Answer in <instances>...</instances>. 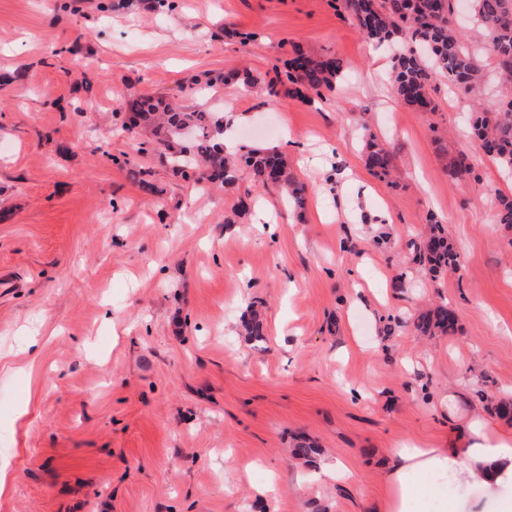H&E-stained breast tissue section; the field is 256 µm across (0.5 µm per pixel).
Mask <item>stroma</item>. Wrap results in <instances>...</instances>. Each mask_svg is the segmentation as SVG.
Listing matches in <instances>:
<instances>
[{
  "mask_svg": "<svg viewBox=\"0 0 512 512\" xmlns=\"http://www.w3.org/2000/svg\"><path fill=\"white\" fill-rule=\"evenodd\" d=\"M298 51L342 61L335 92L265 102ZM391 65L335 0H0V512H376L394 449L442 447L476 416L506 427L512 226L493 217L512 172L470 138L472 93L440 75L434 111H415ZM234 70L257 86L192 87ZM133 91L277 148L303 211L136 154ZM369 132L391 182L363 163ZM462 152L477 179L450 177ZM433 219L460 260L436 277L413 259ZM441 304L455 331L420 334ZM302 439L314 466L287 457ZM338 460L344 481L315 476Z\"/></svg>",
  "mask_w": 512,
  "mask_h": 512,
  "instance_id": "stroma-1",
  "label": "stroma"
}]
</instances>
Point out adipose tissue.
<instances>
[{
    "mask_svg": "<svg viewBox=\"0 0 512 512\" xmlns=\"http://www.w3.org/2000/svg\"><path fill=\"white\" fill-rule=\"evenodd\" d=\"M438 479L455 481L463 496L438 498ZM383 480L378 512H512V431L490 432L475 419L448 447L406 444L387 461Z\"/></svg>",
    "mask_w": 512,
    "mask_h": 512,
    "instance_id": "ef3b65f1",
    "label": "adipose tissue"
}]
</instances>
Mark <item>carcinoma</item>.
Returning <instances> with one entry per match:
<instances>
[{
	"instance_id": "1",
	"label": "carcinoma",
	"mask_w": 512,
	"mask_h": 512,
	"mask_svg": "<svg viewBox=\"0 0 512 512\" xmlns=\"http://www.w3.org/2000/svg\"><path fill=\"white\" fill-rule=\"evenodd\" d=\"M336 8L355 19L362 34L378 46L400 36L413 44L393 58V89L401 102L420 112L435 110L429 89L438 74L445 75L449 84L482 96L486 55L495 61L500 80L512 84V0H470L475 25L483 36L480 46L465 41V35L452 24V0H339ZM274 70L277 79L266 85L268 101H276L281 88L293 84L301 100L312 102L335 91L343 65L335 57L315 58L297 52L282 65H274ZM123 126L130 132L153 127L157 143L175 155L178 172L202 163L210 171L208 181L232 188L244 168L262 186L284 191L292 206L301 208L305 203V185L288 175L286 161L277 150L251 149L238 159L227 155L220 138L224 119L215 112L162 111L153 98L138 95ZM472 133L490 159L512 170V99L505 104L493 99L480 103L472 113ZM365 165L376 178L390 182L392 154L372 136L366 143ZM473 174L469 156L459 154L450 176ZM496 217L498 223L512 225L511 197H498ZM415 260L433 273L458 266L457 252L437 224L416 246ZM454 325V313L440 305L422 314L417 328L426 334L447 332Z\"/></svg>"
}]
</instances>
